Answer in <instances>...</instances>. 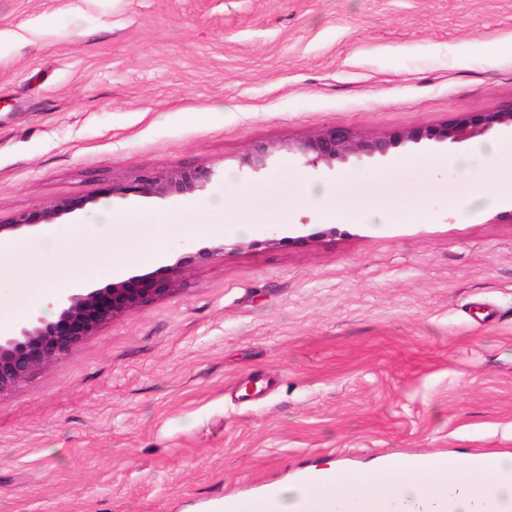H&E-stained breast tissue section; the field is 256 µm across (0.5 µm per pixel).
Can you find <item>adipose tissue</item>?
<instances>
[{"label":"adipose tissue","instance_id":"1","mask_svg":"<svg viewBox=\"0 0 512 512\" xmlns=\"http://www.w3.org/2000/svg\"><path fill=\"white\" fill-rule=\"evenodd\" d=\"M490 156L500 161V168L492 178L485 169V160ZM448 167L455 174L454 187L448 193V209L458 220L468 219L473 204L490 194L512 199V131L503 132L497 140L470 156L449 158ZM351 185V180L346 179L331 189L305 187L287 205L293 208L306 202L324 219L342 223L352 207L348 193ZM158 221V216L152 213L135 215L106 208L77 225L74 235L85 246L92 247L108 238L125 241L135 224ZM56 295L50 278L25 291L16 288L12 281L0 279V327L9 328L29 309L47 306ZM323 474L318 482L283 489L278 512H293L296 500L302 498L366 502L377 495L398 502L401 512H419L420 505L436 503L451 490L456 493L451 512H477L479 499L489 492L512 502V453L487 454L473 463L464 457L423 456L401 461L393 467L376 466L360 475L331 466Z\"/></svg>","mask_w":512,"mask_h":512}]
</instances>
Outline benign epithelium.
Returning a JSON list of instances; mask_svg holds the SVG:
<instances>
[{"instance_id": "7a95c632", "label": "benign epithelium", "mask_w": 512, "mask_h": 512, "mask_svg": "<svg viewBox=\"0 0 512 512\" xmlns=\"http://www.w3.org/2000/svg\"><path fill=\"white\" fill-rule=\"evenodd\" d=\"M501 125H512V105L503 110L467 114L454 125L409 132L401 136V140L418 142L426 138L437 142H457L469 129L481 135ZM397 144V140L387 136H362L335 126L295 144L290 150L305 158L308 165H324L331 169L351 157L384 158ZM273 152L272 146H257L243 155L240 165L259 172L268 166ZM214 176L215 171L204 164L163 175L143 173L136 177L128 190L163 199L203 189L212 183ZM83 206L82 201L59 200L39 212L23 213L9 224H0V233L35 224H51L56 218ZM185 264V258L178 259L165 279L134 276L105 288L67 295L59 300L58 314L54 319L36 317L16 329L1 332L0 395L15 390L37 370L65 357L102 325L169 294L184 273Z\"/></svg>"}]
</instances>
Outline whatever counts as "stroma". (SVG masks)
I'll use <instances>...</instances> for the list:
<instances>
[{"label":"stroma","instance_id":"35a3bbf8","mask_svg":"<svg viewBox=\"0 0 512 512\" xmlns=\"http://www.w3.org/2000/svg\"><path fill=\"white\" fill-rule=\"evenodd\" d=\"M0 222L61 200L73 262L61 295L102 288L124 254L71 233L104 206L160 215L272 183L269 224L202 232L131 276L174 290L118 317L0 396V512H224L328 464L360 471L423 454L512 452V200L460 221L409 159L447 178L499 130L403 141L512 103V0H0ZM501 46L494 60L478 52ZM224 119L211 121L212 111ZM343 126L398 138L384 159L306 165L290 143ZM277 146L255 174L240 157ZM200 164L218 180L166 199L145 171ZM390 189L421 215L329 223L299 184Z\"/></svg>","mask_w":512,"mask_h":512}]
</instances>
